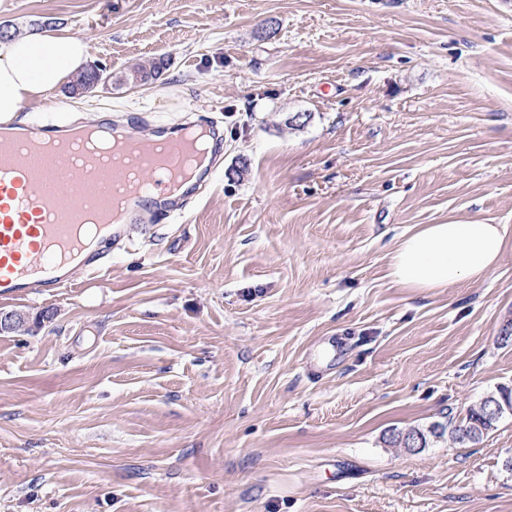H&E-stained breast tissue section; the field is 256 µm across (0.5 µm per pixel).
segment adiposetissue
<instances>
[{"instance_id": "ef3b65f1", "label": "adipose tissue", "mask_w": 512, "mask_h": 512, "mask_svg": "<svg viewBox=\"0 0 512 512\" xmlns=\"http://www.w3.org/2000/svg\"><path fill=\"white\" fill-rule=\"evenodd\" d=\"M87 54L82 39L65 35L35 33L0 42V116L56 89L78 72ZM511 242L502 224H425L397 243L388 276L422 294L477 282L499 264Z\"/></svg>"}]
</instances>
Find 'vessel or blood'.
I'll return each mask as SVG.
<instances>
[{
  "mask_svg": "<svg viewBox=\"0 0 512 512\" xmlns=\"http://www.w3.org/2000/svg\"><path fill=\"white\" fill-rule=\"evenodd\" d=\"M144 117L101 116L89 128L122 142L95 153L77 137L80 123L0 121V301L59 294L77 271L100 269L103 247L125 241L129 225L160 222L187 210L181 187H208L224 160L220 120L196 115L178 126L141 132ZM146 125V124H145Z\"/></svg>",
  "mask_w": 512,
  "mask_h": 512,
  "instance_id": "b4317fda",
  "label": "vessel or blood"
}]
</instances>
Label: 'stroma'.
I'll use <instances>...</instances> for the list:
<instances>
[{"label": "stroma", "mask_w": 512, "mask_h": 512, "mask_svg": "<svg viewBox=\"0 0 512 512\" xmlns=\"http://www.w3.org/2000/svg\"><path fill=\"white\" fill-rule=\"evenodd\" d=\"M154 83L64 116L221 113L213 189L106 278L0 303V512H512V415L475 445L391 429L512 389V244L425 296L387 276L423 224L512 229V0H0ZM243 168L242 177L232 176Z\"/></svg>", "instance_id": "stroma-1"}]
</instances>
